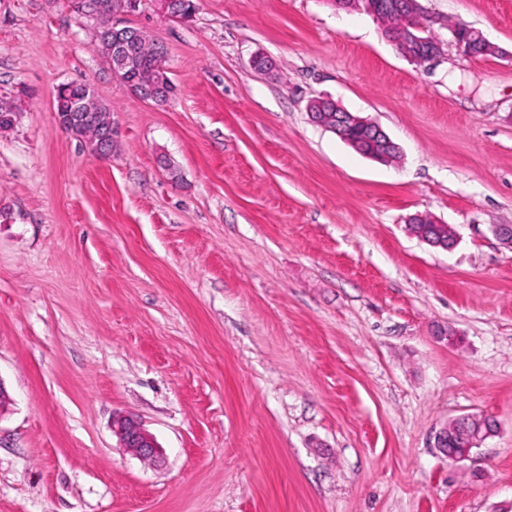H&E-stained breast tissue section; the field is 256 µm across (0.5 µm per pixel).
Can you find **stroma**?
Segmentation results:
<instances>
[{"label": "stroma", "mask_w": 512, "mask_h": 512, "mask_svg": "<svg viewBox=\"0 0 512 512\" xmlns=\"http://www.w3.org/2000/svg\"><path fill=\"white\" fill-rule=\"evenodd\" d=\"M445 45L409 62L332 0H150L167 104L134 96L64 0H0V512H497L512 501V0H421ZM275 68L254 69L255 55ZM91 84L110 157L51 112ZM329 97L395 161L313 122ZM428 214L452 249L409 231ZM461 338L449 345L448 333ZM498 433L451 465L464 414ZM156 439L121 448L115 417ZM483 471L474 480L471 468ZM450 45L464 58H475L479 55L503 57L505 53L495 44L488 41L483 33L465 23L458 25V31H453ZM328 106L331 112H328V107H323L319 109L322 113L321 119L324 120L325 117L329 115H333V112H336L334 117L331 120V123L334 125H328L327 128L340 137L341 131L345 128H355L362 131H367L371 134L372 138L376 140L380 145L382 150H389L391 148L398 149L396 144L390 139L387 133L378 125L376 122L362 118L353 112H349L338 105L336 102L329 98H316L312 99L307 104V111L309 112L312 118H316V112L318 107ZM325 121V120H324ZM326 123L329 121L326 120ZM372 138H370L367 134H360L356 136V139L359 143L358 147H353L356 151L361 154H366L368 152H380L378 149V145L376 142H372ZM498 433L497 424L486 416L467 414L454 418L448 425L435 432L433 445L449 461L474 462L477 450L485 440ZM114 433L121 447L142 461L154 463L160 458L154 437L133 417H118L114 423Z\"/></svg>", "instance_id": "35a3bbf8"}]
</instances>
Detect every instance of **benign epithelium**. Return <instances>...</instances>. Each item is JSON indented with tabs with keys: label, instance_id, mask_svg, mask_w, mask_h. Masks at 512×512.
<instances>
[{
	"label": "benign epithelium",
	"instance_id": "obj_1",
	"mask_svg": "<svg viewBox=\"0 0 512 512\" xmlns=\"http://www.w3.org/2000/svg\"><path fill=\"white\" fill-rule=\"evenodd\" d=\"M405 11L406 25L399 30V34L392 36L387 33L385 37L407 60L430 69L440 61L444 50L435 51L432 48V38L427 36L429 27L423 21L425 11L420 0H406ZM115 15L116 11L106 8L86 16L96 32L101 27V21H106L110 35L98 40L102 57L112 68V73L138 97L155 103L167 102L169 96L165 95V92L171 85V79L163 56L157 55L152 65L144 66L133 30L116 23ZM450 45L464 58H475L479 55L505 56V53L488 41L480 30L465 23L458 25V30L454 31L450 38ZM324 105L335 113V118L331 120L328 129L336 135H341L345 128H355L369 132L383 150L396 147L376 122L345 110L329 98L310 100L307 111L314 118L317 108ZM52 112L57 125L78 138L89 154L96 157L112 154V110L105 107L90 85L71 83L58 88ZM411 223L423 225L422 229L413 232L414 236L433 247L448 249V225L427 214L415 215ZM114 433L121 447L137 458L153 463L160 458L154 437L136 419L130 416L117 418ZM497 433V424L488 417L467 414L454 418L450 426L435 432L433 445L454 463L473 462L477 450L482 447L485 440Z\"/></svg>",
	"mask_w": 512,
	"mask_h": 512
}]
</instances>
